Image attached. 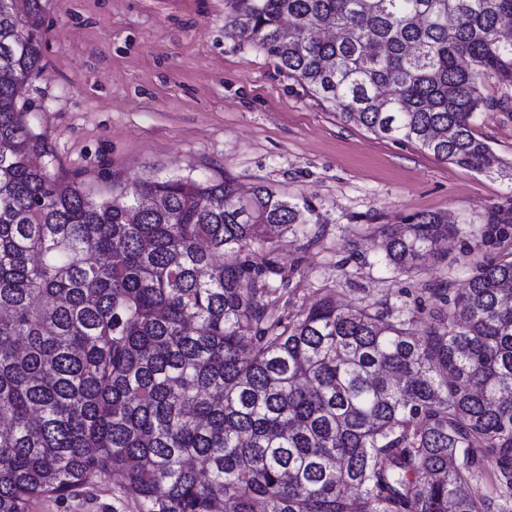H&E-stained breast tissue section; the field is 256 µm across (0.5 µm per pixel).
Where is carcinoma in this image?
<instances>
[{
    "label": "carcinoma",
    "instance_id": "cac0c4a2",
    "mask_svg": "<svg viewBox=\"0 0 512 512\" xmlns=\"http://www.w3.org/2000/svg\"><path fill=\"white\" fill-rule=\"evenodd\" d=\"M38 0H0V512L108 473L138 512H512V252L388 318L316 296L269 313L266 235L314 208L173 176L99 195L52 172L25 86ZM512 0H236L224 34L349 121L480 173L479 79L512 78ZM383 224L409 274L459 229ZM495 459L494 493L479 462Z\"/></svg>",
    "mask_w": 512,
    "mask_h": 512
}]
</instances>
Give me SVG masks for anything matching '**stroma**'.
I'll list each match as a JSON object with an SVG mask.
<instances>
[{"mask_svg": "<svg viewBox=\"0 0 512 512\" xmlns=\"http://www.w3.org/2000/svg\"><path fill=\"white\" fill-rule=\"evenodd\" d=\"M42 70L25 91L54 168L100 193L146 178L227 176L247 189L270 185L315 209L317 239L275 237L268 282L278 314L316 295L352 307L375 300L389 313L430 307L423 286L466 288L465 255L494 256L482 231L512 217V174L478 173L437 160L407 141L381 139L345 121L281 71L273 57L224 34L234 0H40ZM496 108L474 131L512 162V83L481 80ZM446 215L460 232L447 259L417 273L386 265L373 229L405 216ZM30 512H137L111 476Z\"/></svg>", "mask_w": 512, "mask_h": 512, "instance_id": "stroma-1", "label": "stroma"}]
</instances>
